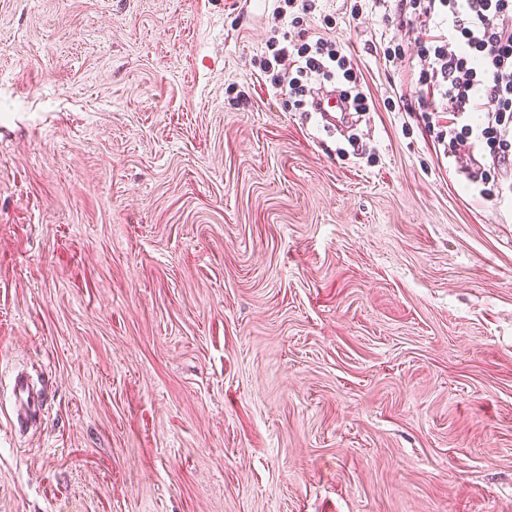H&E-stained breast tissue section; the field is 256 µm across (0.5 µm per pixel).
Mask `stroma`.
I'll return each mask as SVG.
<instances>
[{"label":"stroma","mask_w":512,"mask_h":512,"mask_svg":"<svg viewBox=\"0 0 512 512\" xmlns=\"http://www.w3.org/2000/svg\"><path fill=\"white\" fill-rule=\"evenodd\" d=\"M316 5L0 0V512H512V164ZM274 29L371 110L268 91ZM343 107L344 103L338 100L335 102V97H317L315 98L313 112L320 117L323 128L332 132L336 128V109L340 110Z\"/></svg>","instance_id":"1"}]
</instances>
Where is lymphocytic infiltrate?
<instances>
[{"label":"lymphocytic infiltrate","mask_w":512,"mask_h":512,"mask_svg":"<svg viewBox=\"0 0 512 512\" xmlns=\"http://www.w3.org/2000/svg\"><path fill=\"white\" fill-rule=\"evenodd\" d=\"M402 24L429 22L411 47L385 46L386 61H409L407 79L419 111L438 118L451 105L448 148L486 145L493 160L512 154V0H405ZM255 64L274 93L302 96L311 80L356 85L352 59L336 42L291 40L272 32Z\"/></svg>","instance_id":"obj_1"}]
</instances>
